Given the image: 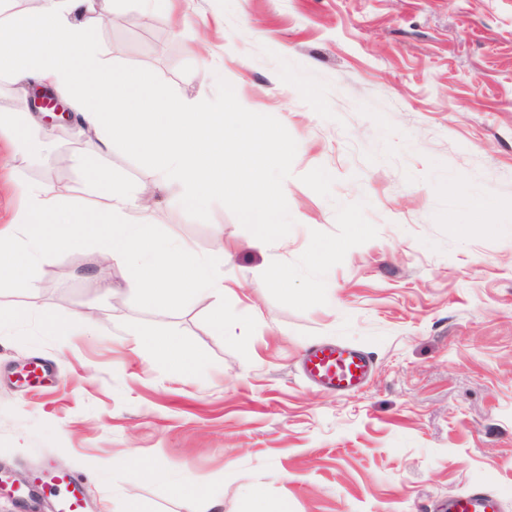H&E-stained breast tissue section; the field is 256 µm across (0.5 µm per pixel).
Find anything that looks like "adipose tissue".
Returning a JSON list of instances; mask_svg holds the SVG:
<instances>
[{
	"instance_id": "obj_1",
	"label": "adipose tissue",
	"mask_w": 512,
	"mask_h": 512,
	"mask_svg": "<svg viewBox=\"0 0 512 512\" xmlns=\"http://www.w3.org/2000/svg\"><path fill=\"white\" fill-rule=\"evenodd\" d=\"M94 0H34L29 8L0 21V74L14 83L29 79L71 96L85 135L84 164H95L120 141L131 154L151 151L155 177L138 192L115 183L101 188L108 221L79 209L69 195H48L41 186H23L24 206L12 224L0 227V283L35 288L33 271L51 250L76 239L101 242L106 264L117 265L125 284L149 308L166 312L189 293L224 295L223 258H202L184 244L151 238L128 215L177 181L192 209L210 199L235 196L252 227L250 248L267 252L279 243L281 185L268 171L278 151L268 146L257 123H233L227 111L238 97L226 91L224 109L158 92L151 74H141L133 94L111 76L91 32L103 21Z\"/></svg>"
}]
</instances>
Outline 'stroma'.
<instances>
[{
  "mask_svg": "<svg viewBox=\"0 0 512 512\" xmlns=\"http://www.w3.org/2000/svg\"><path fill=\"white\" fill-rule=\"evenodd\" d=\"M142 15L110 0L92 33L116 75L152 72L219 111L235 87L242 121L260 114L287 144L283 242L246 247L237 200L189 210L175 184L130 215L200 256L224 248V323L250 316L244 336L210 326L212 297L160 314L120 275L104 284L94 241L44 257L37 291L0 288V483L64 466L86 512H189L173 487L187 477L222 512H248V491L266 512H442L474 487L512 512V0H175L148 29ZM83 147L72 125L36 157L1 144L0 168L90 212ZM98 176L140 189L151 157L113 144ZM273 261L288 279L267 287ZM40 303L62 324L96 306L95 325L46 332ZM155 331L190 364L156 360ZM317 342L367 353L365 387L304 380ZM35 360L52 378L20 386ZM128 453L170 481L135 478Z\"/></svg>",
  "mask_w": 512,
  "mask_h": 512,
  "instance_id": "stroma-1",
  "label": "stroma"
}]
</instances>
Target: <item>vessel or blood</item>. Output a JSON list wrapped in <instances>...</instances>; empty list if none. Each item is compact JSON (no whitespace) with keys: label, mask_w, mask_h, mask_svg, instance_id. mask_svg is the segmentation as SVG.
Instances as JSON below:
<instances>
[{"label":"vessel or blood","mask_w":512,"mask_h":512,"mask_svg":"<svg viewBox=\"0 0 512 512\" xmlns=\"http://www.w3.org/2000/svg\"><path fill=\"white\" fill-rule=\"evenodd\" d=\"M301 367L306 379L339 395L362 389L373 371L365 352L340 343L311 345ZM33 482L55 491L56 512H85L71 476L45 467L34 472ZM446 512H503V503L494 493L476 487L449 498Z\"/></svg>","instance_id":"1"}]
</instances>
